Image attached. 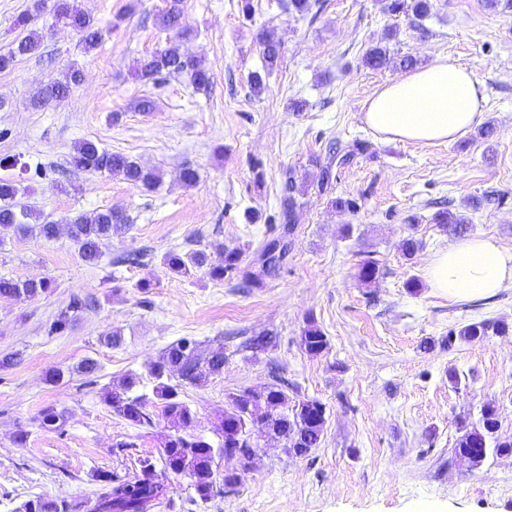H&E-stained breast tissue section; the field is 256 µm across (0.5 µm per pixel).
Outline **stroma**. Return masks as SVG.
<instances>
[{
	"instance_id": "obj_1",
	"label": "stroma",
	"mask_w": 512,
	"mask_h": 512,
	"mask_svg": "<svg viewBox=\"0 0 512 512\" xmlns=\"http://www.w3.org/2000/svg\"><path fill=\"white\" fill-rule=\"evenodd\" d=\"M171 0H76L101 40L86 49L51 12L36 23L41 56L17 58L0 71V177L19 181V202L50 221L105 208L130 224L102 259L84 262L67 234L45 241L0 228V276L51 277L52 293L25 302L0 298V512L36 497L64 500L92 512L98 475L134 470L137 458H158L163 419L131 425L103 400L104 389L145 372L182 337L225 355L222 374L186 386L194 430L212 436L224 396L270 383L278 366L297 399L327 408L318 448L287 455L264 437L253 469L230 492L200 502L195 480L168 474L172 491L155 512H512V455L470 467L453 452L461 420L494 406L500 433L512 436V285L490 299L451 300L430 287L426 267L452 235L431 217L438 202L467 217L471 234L512 249V12L484 0H430L418 21L392 16L385 0H317L300 17L288 0H181V29L159 24ZM273 33L281 57L265 71L259 40ZM180 41L209 71L208 90L175 76L137 77L139 60ZM387 46L391 64L364 65L366 50ZM422 67L448 56L472 68L486 95L483 124L451 144L382 139L363 121L366 102L402 74L398 61ZM81 80L68 99L45 101L41 89L68 69ZM265 75L253 93L250 77ZM155 102L138 111L140 99ZM303 102L295 111L294 102ZM90 140L160 171L146 192L101 174L68 171L76 145ZM353 152L332 166L327 191L317 166L334 151ZM198 173L182 184L183 167ZM293 172L296 223L288 254L259 288L242 289L204 274L186 278L163 263L170 251L238 247L245 261L282 233L281 189ZM334 198L354 200L335 212ZM419 241L413 256L404 240ZM143 253L141 263L119 255ZM378 260L375 283L363 284L361 260ZM417 282L418 291L408 288ZM149 283L141 291L140 283ZM95 302L63 332L49 326L70 298ZM492 319L507 333L448 344L449 330ZM315 322L329 340L308 354L300 336ZM118 329L122 342L101 343ZM275 334L273 350L252 354L246 339ZM94 360L93 378L79 365ZM63 371L59 383L49 374ZM457 382H450L449 374ZM61 411V431L39 414ZM27 431L18 443V431ZM133 439L135 452L116 449Z\"/></svg>"
}]
</instances>
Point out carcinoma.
I'll return each mask as SVG.
<instances>
[{
    "label": "carcinoma",
    "instance_id": "obj_1",
    "mask_svg": "<svg viewBox=\"0 0 512 512\" xmlns=\"http://www.w3.org/2000/svg\"><path fill=\"white\" fill-rule=\"evenodd\" d=\"M386 10L392 14L410 13L417 20L428 16L430 0H387ZM53 16L56 22L74 30L91 49L98 45L100 34L94 27L93 18L83 11L73 0H54ZM180 8L172 4L162 15L160 22L168 30L180 28ZM43 36L37 30L21 39L9 53L0 55V69L12 65L19 56L39 53ZM262 56L266 70L272 71L280 58V43L271 33L261 37ZM363 63L372 69H381L392 63L387 48L379 45L368 49ZM186 74L199 90L211 85V75L201 62L191 53L182 49L179 42L173 41L161 51H157L137 64V76L145 80L159 81L165 76ZM79 71H68L64 78L47 84L42 92L47 100H63L70 94L72 85L78 83ZM74 168L89 172L108 174L135 187L152 191L160 186L162 175L149 169L121 153L101 149L92 141H83L75 149L71 158ZM296 178L293 173H285L284 195L281 219L284 224L279 239L267 243L256 253V263L261 273L255 274L242 267V251L237 247H222L213 257L204 249L191 248L183 253L171 251L163 256L169 269L183 277H190L203 271L211 280H231L241 277L251 286L262 283L261 274L275 271L288 252L287 236L292 231L295 219ZM18 185L11 179H0V227L15 228L24 235L53 239L59 226H64L68 236L78 249L85 262L95 263L100 258L102 248L112 242V237L125 233L128 216L121 210L107 208L92 215L77 214L59 225L41 221V213L32 206L18 203ZM433 223L452 235H462L469 229L468 219L449 212L438 210L432 217ZM379 275V262L368 257L361 261L359 277L367 284ZM54 288V280L48 276L18 280L0 277V297L19 301H30L49 293ZM91 307L85 299L74 297L66 308L61 310L50 324V332L60 333L67 329L78 313ZM506 332L505 324L491 319L469 323L459 330L448 332V343L457 340L473 342L490 334ZM301 346L312 355H319L328 349V338L314 324L309 323L300 336ZM224 353L205 354L201 343L183 337L167 346L158 359L148 366V377L154 382L153 397L134 394L133 389L142 377L131 374L122 384L104 391V402L112 407L130 424L140 428L155 425L149 407L160 402L162 417L168 432L163 435L160 458L163 470L157 467L150 457L137 459V468L132 474L120 476L116 473H102L99 481L102 491L99 494L94 512H152L169 493L165 481V471H179L196 478L195 490L199 499L207 501L213 494L210 476L216 460L224 461V488L232 491L241 482L255 463L256 450L247 442L243 433L254 428L262 434L283 442L286 453L306 456L318 447L326 421V406L317 399L296 401L288 396L283 388V380L276 376L274 382L257 390L243 387L225 395L224 416L214 429L218 441L194 433L195 414L181 399V388L186 384L198 385L212 375L224 371ZM177 383H171L172 377ZM39 425L48 430H62L63 414L53 407H46L39 415ZM459 436L453 448L454 454L465 458L470 467L481 466L486 458H476L472 453L486 446V453L499 455L512 454V437L499 435V419L494 407L486 405L474 422L462 421L458 427ZM16 512H71L65 501L46 497L29 499L20 504Z\"/></svg>",
    "mask_w": 512,
    "mask_h": 512
}]
</instances>
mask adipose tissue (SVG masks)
<instances>
[{"label":"adipose tissue","instance_id":"ef3b65f1","mask_svg":"<svg viewBox=\"0 0 512 512\" xmlns=\"http://www.w3.org/2000/svg\"><path fill=\"white\" fill-rule=\"evenodd\" d=\"M485 102L474 72L443 56L390 80L368 102L364 121L394 139L449 143L481 122ZM426 274L449 299L489 298L512 284V249L472 235L437 251Z\"/></svg>","mask_w":512,"mask_h":512}]
</instances>
